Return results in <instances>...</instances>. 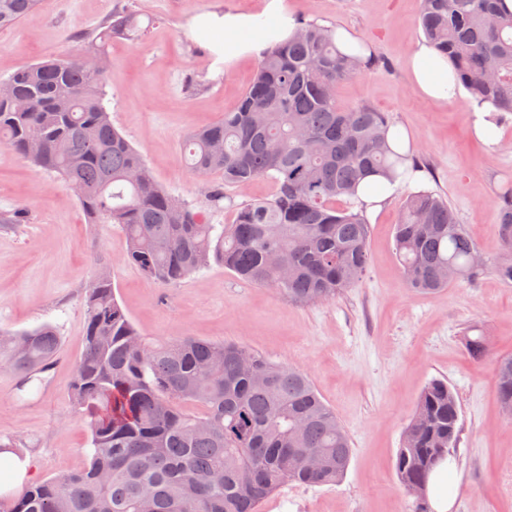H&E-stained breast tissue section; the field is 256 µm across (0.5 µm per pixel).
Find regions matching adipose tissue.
Wrapping results in <instances>:
<instances>
[{"instance_id": "ef3b65f1", "label": "adipose tissue", "mask_w": 512, "mask_h": 512, "mask_svg": "<svg viewBox=\"0 0 512 512\" xmlns=\"http://www.w3.org/2000/svg\"><path fill=\"white\" fill-rule=\"evenodd\" d=\"M203 23L222 37L225 59L246 54H262L268 46L292 36L294 16L284 13L282 0H268L258 14H224L203 16ZM411 84L419 94L435 101L455 98L458 90L451 76L448 61L426 40L413 50ZM401 187L380 174L368 176L360 185L354 202L368 214H378ZM33 476L29 456L14 451L0 452V494L21 493Z\"/></svg>"}]
</instances>
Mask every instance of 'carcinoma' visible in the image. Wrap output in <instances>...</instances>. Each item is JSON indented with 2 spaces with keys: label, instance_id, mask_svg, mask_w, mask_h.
<instances>
[{
  "label": "carcinoma",
  "instance_id": "carcinoma-1",
  "mask_svg": "<svg viewBox=\"0 0 512 512\" xmlns=\"http://www.w3.org/2000/svg\"><path fill=\"white\" fill-rule=\"evenodd\" d=\"M39 0H0V28L33 15ZM499 0H421L427 39L447 58L476 100L512 112V13ZM137 18L115 14L100 34L132 36ZM370 61L343 55L334 30L297 20L292 38L272 44L232 112L185 141L196 175L219 173L207 194L217 209L224 187L269 177L272 199L236 207L230 224L203 212L155 180L142 155L112 126L104 104L108 69L49 57L18 69L0 98V145L82 189L77 203L90 224L125 237L143 276L173 285L220 263L240 279L270 286L288 301L314 305L357 285L369 265L370 225L341 207L360 181L405 163L388 144V119L366 104L341 108L336 87L363 75ZM44 148L28 149L31 133ZM137 173L134 182L128 173ZM495 232L501 256L472 265L478 245L444 198L410 197L394 226L407 287L427 294L450 286L453 266L468 279L488 266L512 282V185L498 196ZM85 349L71 384L72 407L90 436L89 464L33 483L0 512H259L283 485L333 486L352 458L351 441L308 373L273 363L249 348L193 336L150 341L116 299L101 267L83 296ZM0 362L23 381L44 371L60 350L55 327L10 334ZM470 354L485 336L466 337ZM500 408H512V357L496 364ZM456 394L434 378L419 394L403 430L395 472L427 512L431 472L456 460L461 439ZM315 454L319 463L306 465Z\"/></svg>",
  "mask_w": 512,
  "mask_h": 512
}]
</instances>
